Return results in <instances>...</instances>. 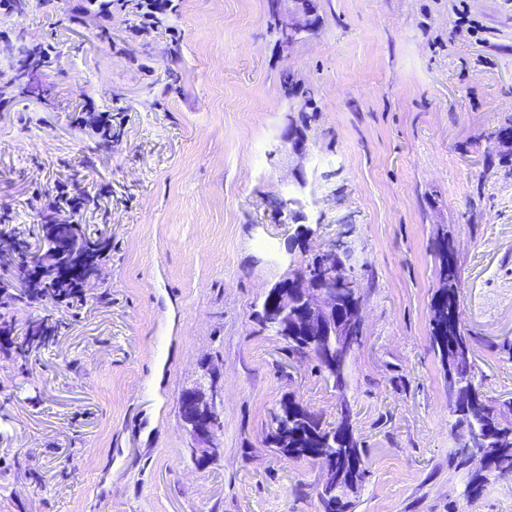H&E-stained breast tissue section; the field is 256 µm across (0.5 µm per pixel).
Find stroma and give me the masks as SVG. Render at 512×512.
I'll use <instances>...</instances> for the list:
<instances>
[{
    "label": "stroma",
    "instance_id": "obj_1",
    "mask_svg": "<svg viewBox=\"0 0 512 512\" xmlns=\"http://www.w3.org/2000/svg\"><path fill=\"white\" fill-rule=\"evenodd\" d=\"M269 0H171L159 26L125 12L53 25L43 0L0 9V40L52 45L58 64L0 100V216L29 252L56 183L112 241L80 311L17 303L0 345V512H318L317 464L265 447L295 394L325 422L349 406L369 477L353 512H512V482L464 496L448 384L430 348L433 244L462 271V330L489 396L512 398V0H321L282 48ZM295 83L285 87L282 71ZM112 116L94 146L89 112ZM303 135L294 152L289 118ZM313 250L348 242L364 330L336 390L255 315ZM220 371L222 453L198 465L181 393Z\"/></svg>",
    "mask_w": 512,
    "mask_h": 512
}]
</instances>
